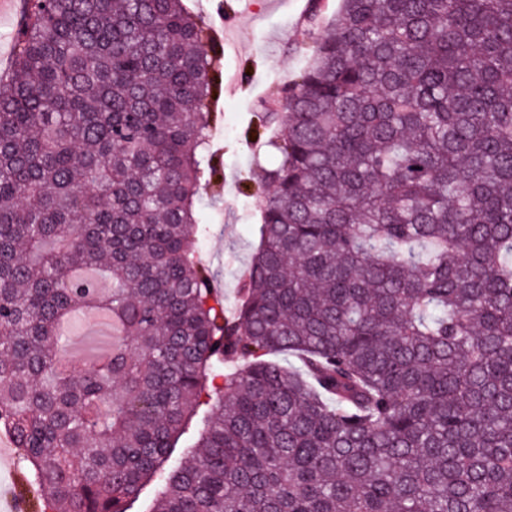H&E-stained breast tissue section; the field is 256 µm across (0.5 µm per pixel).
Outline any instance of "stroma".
I'll return each instance as SVG.
<instances>
[{"label":"stroma","mask_w":512,"mask_h":512,"mask_svg":"<svg viewBox=\"0 0 512 512\" xmlns=\"http://www.w3.org/2000/svg\"><path fill=\"white\" fill-rule=\"evenodd\" d=\"M206 26L223 25L217 42L215 69L239 85L223 94L218 109L224 121L214 133L213 147L220 150L218 165L224 170L222 202L202 197V213L211 223L202 246V260L213 270L227 306L237 300L238 277L248 263L258 235L248 213L263 193L252 186L258 166H270L274 150L254 155L248 130L257 122L259 101L272 85L287 86L313 56L315 27L333 22L340 0H184ZM67 358L76 368L89 367L104 354L112 336L107 316L87 312L69 323Z\"/></svg>","instance_id":"35a3bbf8"}]
</instances>
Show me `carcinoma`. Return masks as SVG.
I'll use <instances>...</instances> for the list:
<instances>
[{"label": "carcinoma", "instance_id": "cac0c4a2", "mask_svg": "<svg viewBox=\"0 0 512 512\" xmlns=\"http://www.w3.org/2000/svg\"><path fill=\"white\" fill-rule=\"evenodd\" d=\"M207 39L183 0H27L0 77L24 512L149 483L151 512H512V0H342L256 143L279 157L230 313L198 256ZM81 309L112 341L76 370Z\"/></svg>", "mask_w": 512, "mask_h": 512}]
</instances>
